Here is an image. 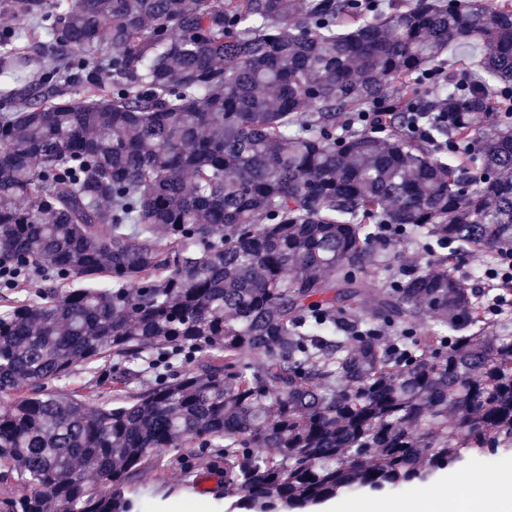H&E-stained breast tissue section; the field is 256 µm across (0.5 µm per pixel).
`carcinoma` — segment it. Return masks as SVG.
Masks as SVG:
<instances>
[{
  "mask_svg": "<svg viewBox=\"0 0 512 512\" xmlns=\"http://www.w3.org/2000/svg\"><path fill=\"white\" fill-rule=\"evenodd\" d=\"M0 10V482L30 487L0 512H138L172 448L216 457L246 512L512 452V315L458 271L512 246V0ZM366 112H438L447 148L336 136ZM380 225L437 268L367 301ZM79 367L92 397L62 387ZM478 255H483L485 259H488V254L485 251H461L459 256V270L460 273L466 277V283L469 287L480 294V290L484 287L486 281L484 279L483 270L475 266L474 257Z\"/></svg>",
  "mask_w": 512,
  "mask_h": 512,
  "instance_id": "obj_1",
  "label": "carcinoma"
}]
</instances>
